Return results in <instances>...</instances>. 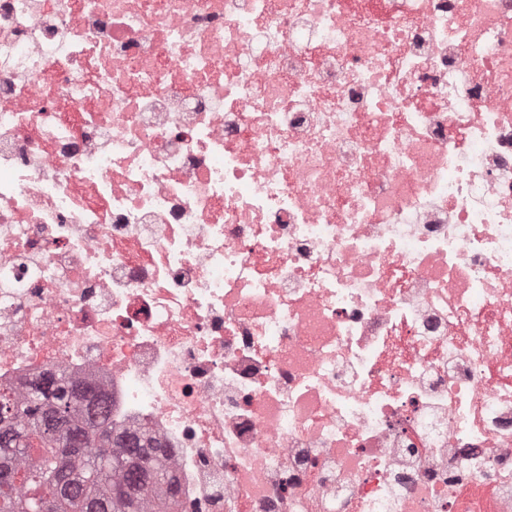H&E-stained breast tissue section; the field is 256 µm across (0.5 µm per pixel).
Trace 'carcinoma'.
<instances>
[{
  "mask_svg": "<svg viewBox=\"0 0 512 512\" xmlns=\"http://www.w3.org/2000/svg\"><path fill=\"white\" fill-rule=\"evenodd\" d=\"M82 478L83 496L61 494L58 475ZM178 512L175 477L151 441L112 430L100 390L61 373L39 382L23 402L0 390V512Z\"/></svg>",
  "mask_w": 512,
  "mask_h": 512,
  "instance_id": "carcinoma-1",
  "label": "carcinoma"
}]
</instances>
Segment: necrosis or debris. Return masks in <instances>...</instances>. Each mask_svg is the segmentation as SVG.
<instances>
[{"label":"necrosis or debris","mask_w":512,"mask_h":512,"mask_svg":"<svg viewBox=\"0 0 512 512\" xmlns=\"http://www.w3.org/2000/svg\"><path fill=\"white\" fill-rule=\"evenodd\" d=\"M50 370L186 512H512V0H0V388Z\"/></svg>","instance_id":"1"}]
</instances>
